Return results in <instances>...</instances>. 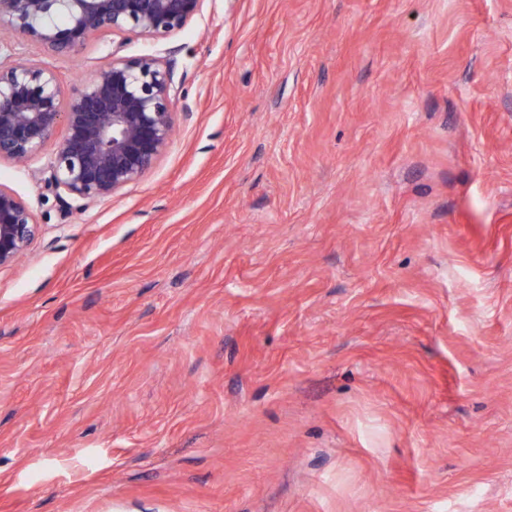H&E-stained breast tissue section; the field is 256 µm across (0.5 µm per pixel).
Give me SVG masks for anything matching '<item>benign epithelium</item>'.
I'll return each mask as SVG.
<instances>
[{"instance_id": "7a95c632", "label": "benign epithelium", "mask_w": 512, "mask_h": 512, "mask_svg": "<svg viewBox=\"0 0 512 512\" xmlns=\"http://www.w3.org/2000/svg\"><path fill=\"white\" fill-rule=\"evenodd\" d=\"M204 0H0V28L72 56L100 33L167 39L184 30ZM179 96L174 61L153 53L112 62L65 90L38 62L0 65V160L24 164L64 130L45 183L94 201L139 181L173 140ZM38 231L29 206L0 186V269L27 252Z\"/></svg>"}]
</instances>
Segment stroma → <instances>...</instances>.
<instances>
[{"instance_id": "obj_1", "label": "stroma", "mask_w": 512, "mask_h": 512, "mask_svg": "<svg viewBox=\"0 0 512 512\" xmlns=\"http://www.w3.org/2000/svg\"><path fill=\"white\" fill-rule=\"evenodd\" d=\"M175 136L112 197L52 148L0 269V512H512V0H204Z\"/></svg>"}]
</instances>
